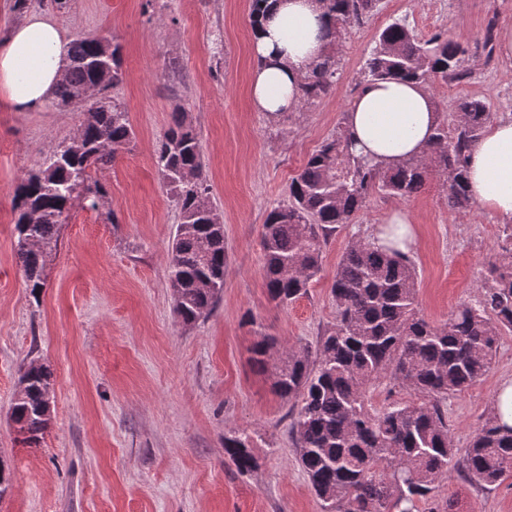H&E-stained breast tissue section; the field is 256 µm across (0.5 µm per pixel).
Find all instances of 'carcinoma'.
<instances>
[{
  "instance_id": "1",
  "label": "carcinoma",
  "mask_w": 512,
  "mask_h": 512,
  "mask_svg": "<svg viewBox=\"0 0 512 512\" xmlns=\"http://www.w3.org/2000/svg\"><path fill=\"white\" fill-rule=\"evenodd\" d=\"M378 0H319L336 39L298 85L301 103L312 104L336 87L339 46L347 29L366 22ZM469 46L437 34L417 38L401 21L377 35L360 84L389 78L425 86L467 77ZM123 80L120 45L105 36L70 42V64L53 102L82 112L77 138L25 174L13 200L16 255L26 287H44L47 255L57 244L72 201L96 210L106 198L94 172L130 150L134 131L128 112L110 95ZM496 114L480 99L461 98L439 116L421 152L383 165L355 153L340 121L292 179L288 202L268 213L262 235L270 299L286 305L307 293L321 270L323 248L354 223L372 193L405 198L433 177L447 191L448 207L472 209L467 160ZM154 164L173 194L180 222L169 256L174 312L185 324L207 315L224 290L227 253L224 224L211 201L198 135L182 111L172 114L158 141ZM477 297L460 303L448 320L433 325L419 316L413 260L395 247L354 238L331 284L336 322L315 359L290 348L275 367L273 391L296 403L291 423L299 462L328 512H448L435 491L454 467L471 480L496 484L512 470V426L490 410L459 455L448 428V396L464 391L489 369L499 337L512 332V248L490 262L476 285ZM386 383L419 400L370 402V388ZM53 373L31 362L19 378L10 418L36 444L51 415L43 406ZM237 470L256 460L248 441L224 439Z\"/></svg>"
}]
</instances>
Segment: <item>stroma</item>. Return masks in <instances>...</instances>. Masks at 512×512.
I'll return each instance as SVG.
<instances>
[{"label": "stroma", "mask_w": 512, "mask_h": 512, "mask_svg": "<svg viewBox=\"0 0 512 512\" xmlns=\"http://www.w3.org/2000/svg\"><path fill=\"white\" fill-rule=\"evenodd\" d=\"M31 10L51 17L66 39H116L123 82L114 94L136 139L96 173L107 202L72 208L34 296L14 250L13 196L25 173L70 141L82 116L51 105L18 112L0 100V459L12 475L0 512H324L289 433L293 405L273 391L274 367L253 364L259 335L282 349H316L335 322L330 287L349 240L370 236L391 211H407L417 226L410 256L421 313L433 323L473 297L507 242L502 222L482 208L451 210L438 179L409 198L376 193L329 239L307 294L281 306L265 282L266 215L287 201L292 178L335 132L388 23L406 22L424 40L469 43V78L429 89L439 112L473 97L511 117L512 60L484 37L512 24V0H379L346 34L332 93L274 121L248 93L249 0H68L59 11L33 0ZM178 110L200 139L227 248L222 297L192 325L174 313L168 261L179 213L153 163ZM32 361L54 372L52 419L35 446L10 420L20 368ZM506 377L512 332L489 372L447 402L457 447L468 446ZM232 436L249 441L256 465L248 473L224 452ZM436 495L452 512H512V472L484 487L452 469Z\"/></svg>", "instance_id": "stroma-1"}]
</instances>
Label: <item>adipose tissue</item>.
<instances>
[{"mask_svg":"<svg viewBox=\"0 0 512 512\" xmlns=\"http://www.w3.org/2000/svg\"><path fill=\"white\" fill-rule=\"evenodd\" d=\"M331 41L317 0H269L252 36L257 58L249 84L256 111L269 118L296 109V86ZM70 44L50 18L26 15L0 39V98L24 112L44 105L69 63ZM424 86L382 80L363 87L345 114L356 148L388 164L418 153L437 123ZM472 201L512 221V118L495 121L472 148L467 164Z\"/></svg>","mask_w":512,"mask_h":512,"instance_id":"obj_1","label":"adipose tissue"}]
</instances>
